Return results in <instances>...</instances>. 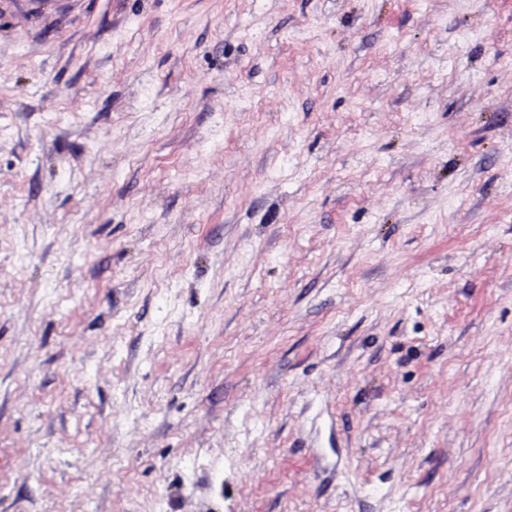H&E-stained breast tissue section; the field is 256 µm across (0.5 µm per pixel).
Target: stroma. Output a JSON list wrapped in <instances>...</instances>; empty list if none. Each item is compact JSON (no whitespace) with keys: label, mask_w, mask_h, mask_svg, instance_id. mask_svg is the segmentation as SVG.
Segmentation results:
<instances>
[{"label":"stroma","mask_w":512,"mask_h":512,"mask_svg":"<svg viewBox=\"0 0 512 512\" xmlns=\"http://www.w3.org/2000/svg\"><path fill=\"white\" fill-rule=\"evenodd\" d=\"M0 512H512V0H0Z\"/></svg>","instance_id":"35a3bbf8"}]
</instances>
